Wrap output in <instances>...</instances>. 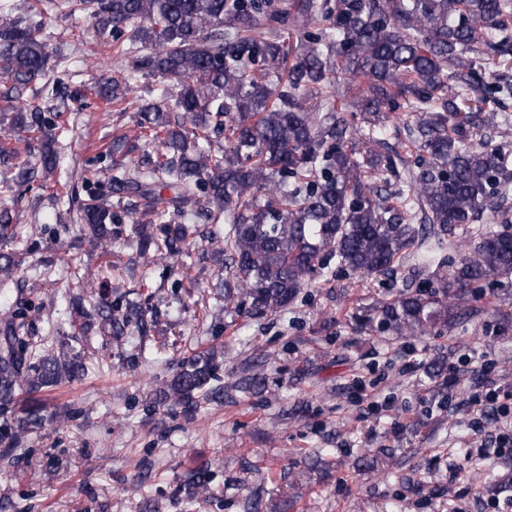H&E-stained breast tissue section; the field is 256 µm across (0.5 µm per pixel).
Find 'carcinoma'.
<instances>
[{
    "label": "carcinoma",
    "instance_id": "carcinoma-1",
    "mask_svg": "<svg viewBox=\"0 0 512 512\" xmlns=\"http://www.w3.org/2000/svg\"><path fill=\"white\" fill-rule=\"evenodd\" d=\"M38 0L0 9V77L20 92L50 70L43 26L29 22ZM89 14L112 50L143 76L180 83L174 107L140 102L142 137L161 151L139 164L112 167L115 193L130 195L125 214L143 253L175 271L190 256L189 227L210 224V243L229 260L227 310L249 304L262 318L284 311L312 287L331 260L364 275L385 273L411 255L424 288L404 290L355 317L361 328L399 336L446 328L470 315L468 295L482 284H512V143L500 110L512 99V0H68ZM289 26L300 45L290 55ZM150 46L152 52L142 53ZM130 89L114 78L95 90L126 102ZM315 100L311 107L306 102ZM366 114L348 130L341 113ZM12 123L37 146L44 176L56 168L61 113L9 106ZM415 116L404 153H382L388 112ZM502 142L492 146L487 132ZM224 150L211 149V135ZM10 182L37 172L28 153L0 149ZM399 182L381 194L377 182ZM171 196H165V193ZM90 238L112 245L116 214L100 196L81 208ZM500 227L479 226L484 214ZM0 207V246L17 235ZM471 238L454 260L445 243ZM10 252L0 251V302L7 284L24 281ZM68 305L84 326L97 324L115 341L146 314L131 301L119 311L98 292L89 305ZM217 355L202 350L182 361L159 390L158 405L187 418L224 396ZM83 355L62 341L47 348L26 336L21 312L0 310V458L23 451L28 436L54 423L34 394L73 383ZM29 399L19 403L16 395ZM209 466L188 470L187 486L208 489ZM246 512H288V499L250 497Z\"/></svg>",
    "mask_w": 512,
    "mask_h": 512
}]
</instances>
